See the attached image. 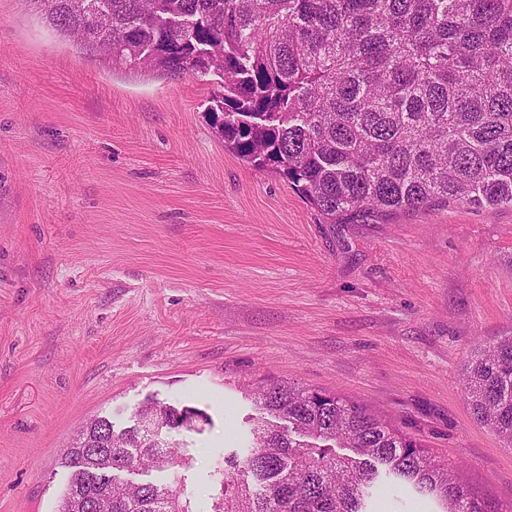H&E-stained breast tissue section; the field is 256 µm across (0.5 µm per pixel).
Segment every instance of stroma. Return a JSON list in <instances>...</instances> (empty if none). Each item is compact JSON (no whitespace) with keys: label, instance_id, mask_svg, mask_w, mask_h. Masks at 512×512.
<instances>
[{"label":"stroma","instance_id":"35a3bbf8","mask_svg":"<svg viewBox=\"0 0 512 512\" xmlns=\"http://www.w3.org/2000/svg\"><path fill=\"white\" fill-rule=\"evenodd\" d=\"M221 90L104 64L0 0V512H55L77 429L149 396L207 414L169 439L208 512L276 381L366 405L512 507V447L463 382L512 336V208L323 223L225 150Z\"/></svg>","mask_w":512,"mask_h":512}]
</instances>
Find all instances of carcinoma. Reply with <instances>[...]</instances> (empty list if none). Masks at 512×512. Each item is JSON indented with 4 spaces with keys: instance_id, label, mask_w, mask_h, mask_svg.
Instances as JSON below:
<instances>
[{
    "instance_id": "carcinoma-1",
    "label": "carcinoma",
    "mask_w": 512,
    "mask_h": 512,
    "mask_svg": "<svg viewBox=\"0 0 512 512\" xmlns=\"http://www.w3.org/2000/svg\"><path fill=\"white\" fill-rule=\"evenodd\" d=\"M84 2L30 0L115 65L221 76L210 113L224 146L283 175L326 224L512 207V0H94L97 21ZM464 390L512 447V336L478 344ZM253 401L250 449L224 457L210 512H376L387 489L438 512H507L354 400L276 382ZM189 411L148 398L136 416L150 421L87 423L64 451L57 512H194L176 475L118 476L188 467L165 433Z\"/></svg>"
}]
</instances>
